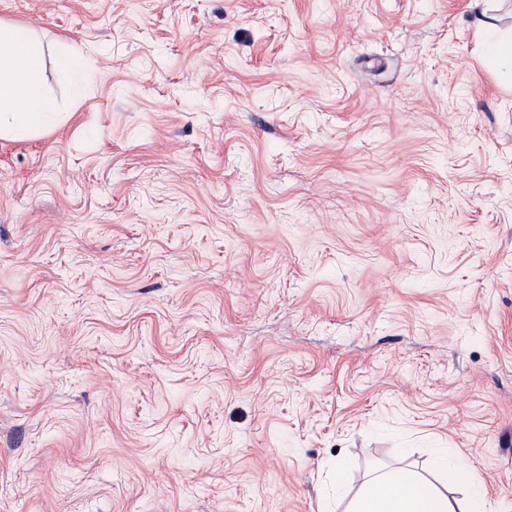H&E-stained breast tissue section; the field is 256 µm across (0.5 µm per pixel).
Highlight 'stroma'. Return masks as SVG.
I'll use <instances>...</instances> for the list:
<instances>
[{
	"label": "stroma",
	"mask_w": 512,
	"mask_h": 512,
	"mask_svg": "<svg viewBox=\"0 0 512 512\" xmlns=\"http://www.w3.org/2000/svg\"><path fill=\"white\" fill-rule=\"evenodd\" d=\"M0 0V512H512V0ZM66 46L82 56L58 67ZM56 104L44 91L41 52L21 27L0 24V136L29 137L51 127ZM443 460L442 489L408 469L374 473L345 512H487L486 492L472 469L459 460L448 465V448H443ZM448 488L466 493L449 496Z\"/></svg>",
	"instance_id": "obj_1"
}]
</instances>
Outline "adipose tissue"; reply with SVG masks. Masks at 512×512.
Returning <instances> with one entry per match:
<instances>
[{
    "instance_id": "ef3b65f1",
    "label": "adipose tissue",
    "mask_w": 512,
    "mask_h": 512,
    "mask_svg": "<svg viewBox=\"0 0 512 512\" xmlns=\"http://www.w3.org/2000/svg\"><path fill=\"white\" fill-rule=\"evenodd\" d=\"M56 104L44 91L41 52L21 27L0 24V136L29 137L48 130ZM463 497L451 496V489ZM347 512H487L485 491L472 469L457 461L442 467L440 484L407 469L374 473Z\"/></svg>"
}]
</instances>
